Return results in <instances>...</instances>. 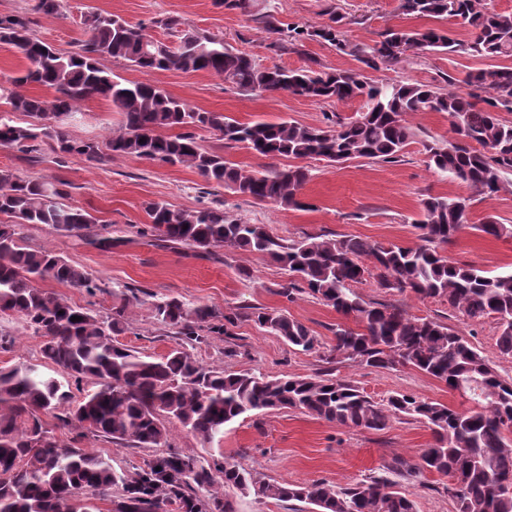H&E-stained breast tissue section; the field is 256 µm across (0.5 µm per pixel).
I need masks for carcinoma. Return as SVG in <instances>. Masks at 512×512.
Wrapping results in <instances>:
<instances>
[{"label": "carcinoma", "instance_id": "cac0c4a2", "mask_svg": "<svg viewBox=\"0 0 512 512\" xmlns=\"http://www.w3.org/2000/svg\"><path fill=\"white\" fill-rule=\"evenodd\" d=\"M400 9L407 16L458 20L470 36L460 40L437 27H389L373 45L360 46L347 39L346 17L333 7L326 9L329 22L321 25L284 23L272 14L264 20L269 32L287 34L292 49L307 41L327 43L375 71L430 53L512 59V14L487 11L481 0H400ZM82 25L87 38L77 50L61 53L41 40L26 18L0 16V42L26 61L21 75L0 84V100L10 105L0 112V147L28 151L48 140L56 152L90 162L127 156L186 166L208 185L302 208L298 195L311 177L309 169L243 170L224 154L205 149L196 130L215 132L226 148L243 145L271 159L395 162L414 137L407 115L442 112L457 138L425 144L437 173L477 195L498 192L505 176L512 175V124L499 116L512 112V64L479 68L461 80L448 75L450 89L440 92L418 82L375 81L355 70L326 71L314 60L295 70L262 66L227 48L221 38L181 28L174 17L154 21L176 37L173 42L108 13L90 12ZM108 59H122L145 73L205 71L244 92H288L336 102L361 97L364 111L348 120L333 114L325 126L284 119L241 123L222 112L196 110L157 84L128 82L104 64ZM460 82L473 91L453 89ZM27 84L52 90V98L18 91ZM92 99L112 103L122 114L124 132L102 143L70 138L58 115H79ZM14 113L30 121L20 125ZM176 128L179 132L168 133ZM63 186L0 169V214L13 218L0 224V318H19L41 338V363L0 368V512H101L98 502L104 500L111 512H234L231 491L280 502L308 500L320 512H415L413 501L384 476L344 488L321 481L299 486L262 478L229 458L204 464L169 448V422L211 442L243 415L280 409L369 430L384 429L392 417L423 422L433 443L423 450L416 470L452 479L448 496L455 512H512V446L504 436L512 428V383L448 325L410 316L392 303H368L354 290L372 281L389 293L409 291L444 301L475 324L491 318L500 356L512 359V271L489 276L442 252L467 225L471 198L423 199V219L417 224L422 244L416 246L331 234L286 240L264 224L232 219L219 208L181 209L163 201L148 204L150 223L139 231L206 254L222 248L271 258L288 272L277 295L292 302L304 293L340 316L327 362L412 366L460 393L465 403L455 407L407 394L380 403L352 383L324 374L277 378L256 370L227 372L194 357L193 350L209 337H234L233 328L243 318L295 350H314L316 336L281 308L239 305L221 313L153 294V318L174 335L176 346L152 357L118 342L129 327L130 308L141 302L138 294L122 295L105 318L72 304L40 283L55 281L88 292L100 285L82 266L47 248L32 249L20 236L25 224H48L76 236L94 231L96 217L60 202ZM476 229L494 238L512 236V225L492 218ZM350 319L357 327L348 325ZM49 366L60 369L61 377L45 372ZM48 414L83 437L152 448L154 454L133 474L119 472L92 450L60 444L42 419Z\"/></svg>", "mask_w": 512, "mask_h": 512}]
</instances>
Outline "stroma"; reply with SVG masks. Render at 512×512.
Returning a JSON list of instances; mask_svg holds the SVG:
<instances>
[{
  "label": "stroma",
  "mask_w": 512,
  "mask_h": 512,
  "mask_svg": "<svg viewBox=\"0 0 512 512\" xmlns=\"http://www.w3.org/2000/svg\"><path fill=\"white\" fill-rule=\"evenodd\" d=\"M283 22L320 24L325 10L336 5L350 17L346 27L350 42L371 45L391 26L433 27V18L402 15L399 0H261ZM35 0H0V14L21 13L32 31L61 52L75 49L83 37L82 17L98 9L117 14L133 24L175 16L185 27L223 38L227 47L250 54L265 66L291 69L317 60L325 69L356 70L354 57L333 46L309 42L299 51L271 49L274 37L262 24L237 11H228L216 0H64L61 15L47 16L34 9ZM109 68L128 81L149 80L191 107L221 112L241 122H275L289 119L304 125H324L325 115L357 116L363 100L319 102L287 92L252 94L238 91L221 77L206 73L174 71L146 74L112 60ZM479 60L443 54L413 56L395 66L367 70L370 78L411 80L446 89L445 75L464 78L481 68ZM123 118L110 102L94 99L84 104L80 121L68 132L78 140H105L122 130ZM415 137L404 157L394 163L363 159L341 164L308 160L310 180L300 196L301 209H285L272 202H254L231 190L204 187L194 169L161 162L115 156L96 164L77 155L55 153L43 146L36 157L13 148L0 147V169H10L31 179L60 180L67 184L66 203L80 206L106 224L121 245L109 250L82 241L77 236L46 224H29L23 229L28 246L47 248L83 266L102 291L90 294L52 281L45 289L69 302L86 307L100 316L109 315L113 303L126 288L179 297L191 306L207 305L217 310L243 303L286 309L317 337L319 347L311 352L290 348L282 339L259 328L253 321L241 320L232 341L212 337L195 350L203 363L227 370H258L270 376H312L324 371L358 386L375 401L395 393L413 395L452 406L461 402L458 394L415 368H374L352 361L328 365L324 350L332 342L331 329L339 320L336 312L312 297L302 294L289 302L277 294L283 271L266 257L243 252H221L213 257L185 247L173 248L137 236L138 227L147 224L146 206L164 201L175 207L199 209L221 203L227 216L250 224H263L276 236L291 240L308 234L332 233L356 236L382 243L415 245L420 241L417 227L422 217V199L430 195L466 194L465 186L446 180L428 164L425 143L445 142L454 133L447 114L418 112L408 116ZM204 148L223 152L239 168L260 171L284 166V159L272 160L244 148L225 147L214 132L199 133ZM512 225V176L497 194L474 196L467 226L446 247L455 262L472 264L488 274L512 270V238H493L478 231L487 217ZM358 293L367 301H390L415 317H427L454 329L475 346L502 377L512 378V362L497 350V329L493 319L473 324L447 303L421 299L411 294H388L372 284H362ZM132 328L120 335L121 343L142 354L160 357L175 345L174 338L154 320L149 305L135 306L130 315ZM41 340L17 319L0 320V367L21 362H37ZM47 428L56 430L63 445L86 448L109 457L115 469L132 472L150 458L148 448H122L103 439L78 437L76 431L58 429L54 416H45ZM426 424L394 418L382 430L341 427L294 409L268 411L240 417L224 428L222 439L207 443L171 425L172 448L209 461L219 456L236 459L245 468L265 478L294 485L322 481L335 486L380 475L394 481L399 491L415 503L416 512H454L448 496L449 478L425 472L410 475L424 448L432 443Z\"/></svg>",
  "instance_id": "obj_1"
}]
</instances>
